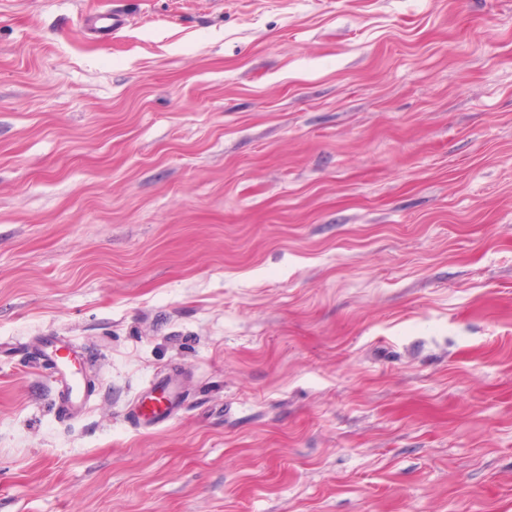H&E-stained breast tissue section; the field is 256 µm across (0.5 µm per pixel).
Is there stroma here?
<instances>
[{"label":"stroma","instance_id":"1","mask_svg":"<svg viewBox=\"0 0 512 512\" xmlns=\"http://www.w3.org/2000/svg\"><path fill=\"white\" fill-rule=\"evenodd\" d=\"M0 512H512V0H0ZM40 356L48 362L56 388V398L64 419L81 416L88 407V392L75 371L73 360L78 352L70 342L43 337L35 344ZM62 351L68 356L64 357ZM147 389V401L140 402V396L131 410V421L136 428L156 427L171 418L173 403L168 391V377H159Z\"/></svg>","mask_w":512,"mask_h":512}]
</instances>
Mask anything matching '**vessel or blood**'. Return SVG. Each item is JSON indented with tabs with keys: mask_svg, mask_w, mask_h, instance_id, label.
Returning <instances> with one entry per match:
<instances>
[{
	"mask_svg": "<svg viewBox=\"0 0 512 512\" xmlns=\"http://www.w3.org/2000/svg\"><path fill=\"white\" fill-rule=\"evenodd\" d=\"M41 357L47 361L56 388V398L62 417L81 416L88 407V392L80 382L74 368L78 352L71 343L53 338L37 342ZM173 403L168 391L167 377H159L148 388L144 401L136 402L131 421L138 428H152L167 422Z\"/></svg>",
	"mask_w": 512,
	"mask_h": 512,
	"instance_id": "b4317fda",
	"label": "vessel or blood"
}]
</instances>
